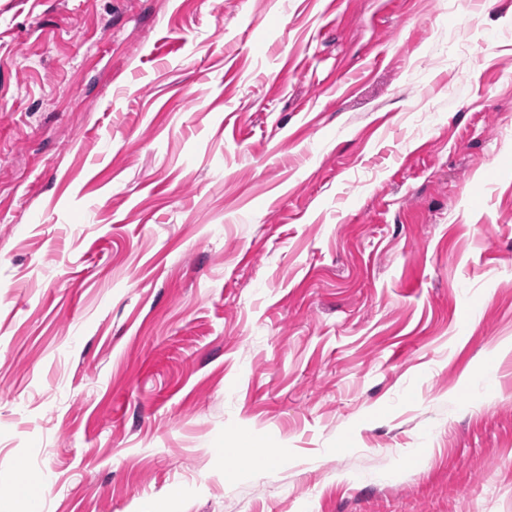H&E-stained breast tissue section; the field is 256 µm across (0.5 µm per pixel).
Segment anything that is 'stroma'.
Listing matches in <instances>:
<instances>
[{
	"instance_id": "1",
	"label": "stroma",
	"mask_w": 512,
	"mask_h": 512,
	"mask_svg": "<svg viewBox=\"0 0 512 512\" xmlns=\"http://www.w3.org/2000/svg\"><path fill=\"white\" fill-rule=\"evenodd\" d=\"M1 491L512 512V0H0Z\"/></svg>"
}]
</instances>
